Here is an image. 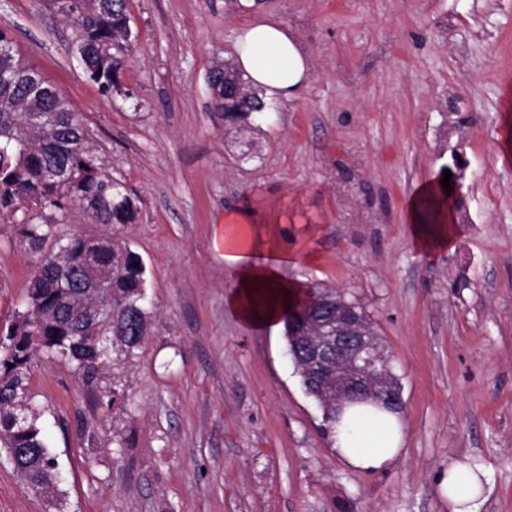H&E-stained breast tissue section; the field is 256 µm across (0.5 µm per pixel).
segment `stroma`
<instances>
[{
  "label": "stroma",
  "mask_w": 512,
  "mask_h": 512,
  "mask_svg": "<svg viewBox=\"0 0 512 512\" xmlns=\"http://www.w3.org/2000/svg\"><path fill=\"white\" fill-rule=\"evenodd\" d=\"M258 11L312 68L255 118L243 160L208 76ZM130 29L107 95L51 0H0V30L82 114L137 206L113 226L75 205L61 229L128 242L153 324L116 367L126 400L110 410L72 366L36 356L30 389L62 480L35 491L0 447V512H448L440 479L464 456L487 472L484 512H512V0H130ZM454 153L467 167L441 201L458 232L425 253L408 202ZM247 225L287 255L284 280L370 316L403 400L406 452L385 471L339 461L283 331L226 309L220 238ZM39 257L1 214L0 331Z\"/></svg>",
  "instance_id": "35a3bbf8"
}]
</instances>
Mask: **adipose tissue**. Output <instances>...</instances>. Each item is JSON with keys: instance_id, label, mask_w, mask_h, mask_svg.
Here are the masks:
<instances>
[{"instance_id": "ef3b65f1", "label": "adipose tissue", "mask_w": 512, "mask_h": 512, "mask_svg": "<svg viewBox=\"0 0 512 512\" xmlns=\"http://www.w3.org/2000/svg\"><path fill=\"white\" fill-rule=\"evenodd\" d=\"M234 50L240 69L264 90L268 99H294L310 77L311 61L297 35L271 16L258 15L239 28ZM434 193L432 185L421 186L410 206L411 232L417 246L425 250L445 248L456 232L452 223L426 225L421 208ZM221 244L224 261L234 276V287L225 298L226 306L247 325L281 326L286 301L302 295L298 285L280 276L283 256L263 248L262 231L257 227L223 237ZM329 438L338 459L356 470H384L405 450L400 414L372 403L347 406L331 424ZM487 483L485 471L469 458L450 461L448 474L441 481L450 512H482Z\"/></svg>"}]
</instances>
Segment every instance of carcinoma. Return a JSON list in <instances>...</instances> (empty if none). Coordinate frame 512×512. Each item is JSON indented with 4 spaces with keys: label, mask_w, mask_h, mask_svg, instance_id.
<instances>
[{
    "label": "carcinoma",
    "mask_w": 512,
    "mask_h": 512,
    "mask_svg": "<svg viewBox=\"0 0 512 512\" xmlns=\"http://www.w3.org/2000/svg\"><path fill=\"white\" fill-rule=\"evenodd\" d=\"M80 31L77 53L86 75L105 93L119 91L124 51L130 48V12L123 0H60ZM213 108L224 114L225 133L251 154L250 119L264 109L260 93L231 62L214 67ZM79 204L99 224H129L136 209L126 188L108 176L88 143L82 116L60 90L16 56L0 31V212H22L21 237L41 253L23 310L0 337V444L35 490L54 491L57 463L41 413L29 391L30 365L41 352L74 366L96 389L117 365L116 353L137 355L150 335L146 267L141 256L115 238L57 232L56 213ZM345 302L334 288L314 286L283 314L288 354L300 367L297 324L316 323ZM117 384L99 394L109 409L123 403Z\"/></svg>",
    "instance_id": "obj_1"
}]
</instances>
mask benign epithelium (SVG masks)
<instances>
[{"label": "benign epithelium", "instance_id": "benign-epithelium-1", "mask_svg": "<svg viewBox=\"0 0 512 512\" xmlns=\"http://www.w3.org/2000/svg\"><path fill=\"white\" fill-rule=\"evenodd\" d=\"M334 333L316 336V325L301 327L302 365L308 379L331 397L330 408L347 403L372 401L398 412L401 393L393 378L380 368V357L370 329L352 306H336L331 318Z\"/></svg>", "mask_w": 512, "mask_h": 512}]
</instances>
